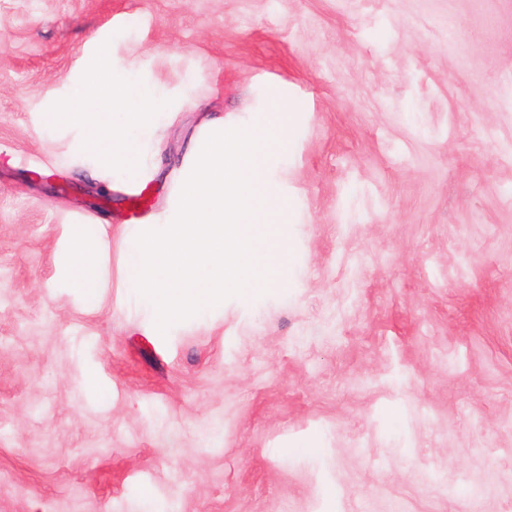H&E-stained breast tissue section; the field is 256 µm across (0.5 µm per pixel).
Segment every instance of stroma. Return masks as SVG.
Segmentation results:
<instances>
[{
	"mask_svg": "<svg viewBox=\"0 0 512 512\" xmlns=\"http://www.w3.org/2000/svg\"><path fill=\"white\" fill-rule=\"evenodd\" d=\"M103 48L132 167L46 119ZM273 88L288 285L158 331L127 238ZM0 512H512V0H0ZM101 240L90 225H76L66 244L64 270L71 288H75L85 299L95 300L99 293L100 279L97 256Z\"/></svg>",
	"mask_w": 512,
	"mask_h": 512,
	"instance_id": "stroma-1",
	"label": "stroma"
}]
</instances>
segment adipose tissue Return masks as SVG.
I'll use <instances>...</instances> for the list:
<instances>
[{"label": "adipose tissue", "instance_id": "1", "mask_svg": "<svg viewBox=\"0 0 512 512\" xmlns=\"http://www.w3.org/2000/svg\"><path fill=\"white\" fill-rule=\"evenodd\" d=\"M86 108L52 113L57 122H77L88 131L87 145L108 144L112 164L133 165L139 154L135 131L145 128L166 102L150 91H133L119 62L103 52L84 84ZM101 240L90 226H75L66 244V279L85 299H96L100 288L97 256Z\"/></svg>", "mask_w": 512, "mask_h": 512}]
</instances>
